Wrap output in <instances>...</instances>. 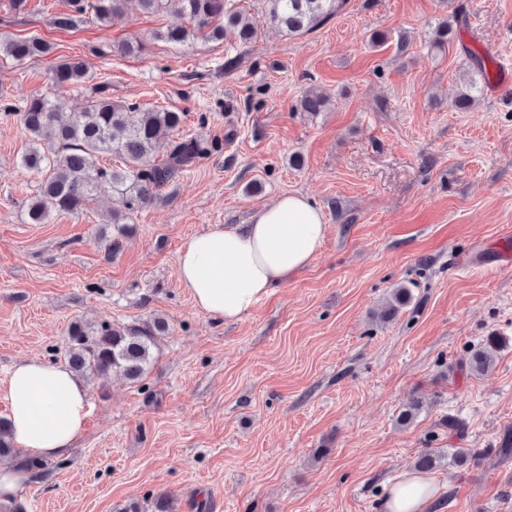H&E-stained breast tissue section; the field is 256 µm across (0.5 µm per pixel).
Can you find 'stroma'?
<instances>
[{"label": "stroma", "mask_w": 512, "mask_h": 512, "mask_svg": "<svg viewBox=\"0 0 512 512\" xmlns=\"http://www.w3.org/2000/svg\"><path fill=\"white\" fill-rule=\"evenodd\" d=\"M233 2L256 29L250 43L230 33L120 55L112 43L179 16L60 30L65 0H29L19 16L0 0V35L53 46L51 58L0 64V382L23 358L64 363L72 322L168 324L144 381L89 384L76 447L17 501L26 512H154L163 495L175 512H378L388 481L423 453L469 448L474 459L431 470L428 512H512V457L498 453L512 430V88L485 90L470 112L452 106L472 73L465 48L492 57L491 75L512 70V0H347L300 36L262 0ZM460 13L455 40L434 49ZM55 59L92 76L68 109L100 83L112 100L182 112L181 135L222 142L135 213L112 253L98 236L120 205L112 192L79 214L25 218L39 178L19 164L29 136L17 110L47 88ZM310 88L329 95L325 111H301ZM287 193L324 214L318 255L244 320L213 321L180 284L182 245ZM402 284L411 302L383 318ZM490 336L503 339L492 373H463ZM416 400V418L399 422Z\"/></svg>", "instance_id": "stroma-1"}]
</instances>
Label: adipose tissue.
<instances>
[{
    "instance_id": "adipose-tissue-1",
    "label": "adipose tissue",
    "mask_w": 512,
    "mask_h": 512,
    "mask_svg": "<svg viewBox=\"0 0 512 512\" xmlns=\"http://www.w3.org/2000/svg\"><path fill=\"white\" fill-rule=\"evenodd\" d=\"M327 226L306 197L288 194L253 213L248 222L189 237L179 254V280L195 305L214 321L236 323L274 288L307 267ZM12 439L27 459L66 455L87 415L88 390L65 365L41 358L15 363L4 388ZM436 481L418 472L394 480L383 512H427Z\"/></svg>"
}]
</instances>
